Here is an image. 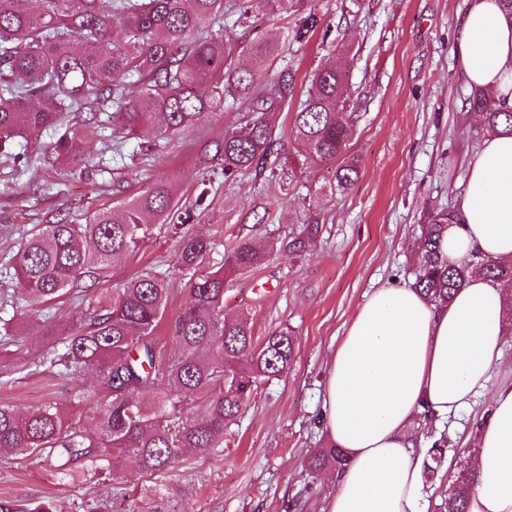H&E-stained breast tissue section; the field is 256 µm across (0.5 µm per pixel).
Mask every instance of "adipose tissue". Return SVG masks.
<instances>
[{"mask_svg":"<svg viewBox=\"0 0 512 512\" xmlns=\"http://www.w3.org/2000/svg\"><path fill=\"white\" fill-rule=\"evenodd\" d=\"M452 52L467 86L512 107V13L500 0H466ZM455 210L441 240L449 263L512 259V135L485 137ZM510 302L512 290L478 272L442 306L405 285L370 292L324 381V428L347 465L321 512H426L428 450L408 428L423 412L445 425L485 393L491 405L475 440L467 512H512V383L490 384Z\"/></svg>","mask_w":512,"mask_h":512,"instance_id":"1","label":"adipose tissue"}]
</instances>
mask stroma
<instances>
[{
  "label": "stroma",
  "instance_id": "1",
  "mask_svg": "<svg viewBox=\"0 0 512 512\" xmlns=\"http://www.w3.org/2000/svg\"><path fill=\"white\" fill-rule=\"evenodd\" d=\"M307 3L331 32L328 39L316 35L291 47L297 92H306L311 74L331 64L338 50L350 60L348 108L358 119L349 152L359 161L360 177L346 192L318 196L330 177L328 166L296 163L292 121L284 113L276 125L285 156L295 161L288 190L263 175L225 182L216 144L242 123L228 106L204 125L159 141L152 155H136L135 140L125 141L122 161L101 170L91 161L65 168L45 164L16 175L11 162L0 158V260L18 252L23 229L60 220L85 223L113 200L147 195L161 181L185 206L208 185L209 205L189 229L219 246L246 237L264 248L319 213L320 233L301 256L271 258L238 277L224 295L225 312H249L257 335L285 325L300 347L287 374L261 386L225 437L223 451H195L177 463L182 484L193 490L186 503L191 512H319L325 477L308 476L304 462L311 449L327 444L323 383L336 344L374 288L412 282L411 243L425 209L452 207L486 135L463 108L471 89L450 53L465 0ZM177 248L173 227L156 226L137 253L111 263L107 280L118 284L146 269L163 273L173 288L165 317L173 319L189 300ZM96 288L86 278L48 306L20 301L0 309V319L14 326L11 334L0 333V402L26 413L90 386L89 376L64 377L52 368L34 372L27 365L48 316L78 318ZM489 406V396H481L446 429L449 472L470 466L474 431ZM64 496L46 462L0 457V498Z\"/></svg>",
  "mask_w": 512,
  "mask_h": 512
}]
</instances>
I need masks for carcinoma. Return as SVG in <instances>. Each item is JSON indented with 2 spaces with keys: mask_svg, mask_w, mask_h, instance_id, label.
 I'll list each match as a JSON object with an SVG mask.
<instances>
[{
  "mask_svg": "<svg viewBox=\"0 0 512 512\" xmlns=\"http://www.w3.org/2000/svg\"><path fill=\"white\" fill-rule=\"evenodd\" d=\"M36 13L18 0H0V156L21 169L32 155L18 139L52 134L46 153L74 164L98 155L80 128L65 120L69 112L91 117L110 113L112 127L141 138L139 150L152 153L162 138L202 125L226 100L243 112L245 127L224 135L216 155L224 159V181L251 172L257 176L281 165L280 138L268 118L289 110L294 77L283 69L277 81H265L255 68L236 67L237 53L275 62L288 44L255 36L237 42L224 25L244 26L255 12L301 13L290 41L302 45L321 18L305 11L304 0H238L236 18L224 22V0H40ZM122 21L125 40H112L114 18ZM484 128L512 133V108L498 107L475 89L465 102ZM356 121L346 111V64L318 69L307 99L295 109L292 133L298 155L334 166L326 183L334 193L359 179L355 159L346 156ZM207 188L190 207L179 206L166 182L143 198L104 208L83 224H44L26 237L15 259L19 294L31 302L61 297L85 277L100 280L112 261L136 252L152 224L183 226L206 207ZM444 208L427 214L415 240L412 286L430 301L447 304L480 268L512 288V261L474 255L459 265L444 262L440 236L453 223ZM319 222L303 225L276 249H260L246 239L224 248L210 264L213 244L186 233L178 248V266L189 275L190 302L167 324L177 345H157L171 293L167 280L143 272L104 288L79 318L56 323L40 339L43 354L36 367L72 359L69 374L93 378L90 390L66 401H49L31 413L0 404V452L36 457L53 464L52 475L80 499V512H137L135 498L110 478L123 461L153 480L143 494L156 500L153 512H168L165 500L188 496L173 483L170 471L191 448L219 450L224 436L259 387L288 372L298 350L287 327L255 339L247 316L224 313V293L233 277L266 264L272 253H302L318 232ZM154 400L144 402V395ZM96 405L98 432L83 426L81 408ZM347 456L340 448H317L307 459L315 474L341 470ZM476 475L462 469L448 485L450 512H465ZM50 500L19 503L1 500L0 512H61Z\"/></svg>",
  "mask_w": 512,
  "mask_h": 512,
  "instance_id": "obj_1",
  "label": "carcinoma"
}]
</instances>
